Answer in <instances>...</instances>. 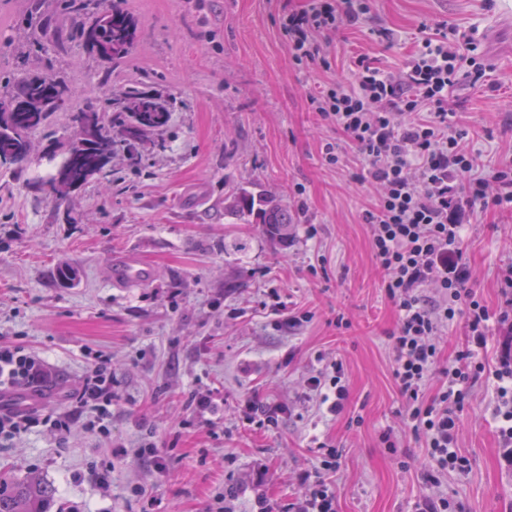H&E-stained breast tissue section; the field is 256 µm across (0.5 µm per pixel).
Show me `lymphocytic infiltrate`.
I'll return each mask as SVG.
<instances>
[{"label": "lymphocytic infiltrate", "instance_id": "f902f5d3", "mask_svg": "<svg viewBox=\"0 0 512 512\" xmlns=\"http://www.w3.org/2000/svg\"><path fill=\"white\" fill-rule=\"evenodd\" d=\"M360 0H320L288 15L282 29L297 63L329 68L322 37L338 17L359 22ZM421 47L395 74L357 56L350 85L317 86L309 100L361 155L364 180L383 187L364 210L373 256L383 271V288L398 312L390 335L393 379L402 398L405 427L428 448L425 480L436 487L467 464L458 447L461 415L484 372L497 382L493 416L502 459L512 469V266L500 275L502 303L489 309L469 286L463 231L477 210L512 211V162L480 172L466 130L452 119L448 95L472 42L458 27L421 24ZM464 319L467 340L449 364H442L438 338L445 326ZM504 330L499 361L487 370L477 351L487 344L490 325ZM341 360L328 361L309 379L312 392L330 413L344 408ZM442 383L426 389L433 375ZM40 359L20 346H0V391L42 383ZM112 366L100 360L84 378L77 403L96 413L92 425L108 434L112 415ZM302 489L292 512H337L336 490L319 471L298 475Z\"/></svg>", "mask_w": 512, "mask_h": 512}]
</instances>
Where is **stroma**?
Wrapping results in <instances>:
<instances>
[{"label":"stroma","instance_id":"obj_1","mask_svg":"<svg viewBox=\"0 0 512 512\" xmlns=\"http://www.w3.org/2000/svg\"><path fill=\"white\" fill-rule=\"evenodd\" d=\"M311 2L126 0L138 40L109 80L76 36L65 0H0V85L27 72L63 76L72 91L36 135L38 150L66 141L70 107L104 104L120 83L141 81L177 101L168 149L145 156L136 172L114 160L112 175L76 191L75 223L24 186L50 170L46 156L0 170V343L33 352L51 373L33 410L74 414L67 433L40 422L0 441V475L50 485L48 512H208L229 490L233 512L263 504L289 512L297 475L319 466L325 446L338 453L335 469L322 473L338 512H413L429 493L425 444L398 415L388 357L398 316L362 222L378 190L353 167L325 163L326 143L344 137L317 116L309 94L328 81L351 83L361 54L401 68L423 20L470 27L488 77L450 99L481 168L512 160V0H365L360 23L328 35L326 71L297 64L282 30L288 13ZM376 27L391 29L394 41L373 35ZM228 181L260 185L288 205V243L225 215ZM464 248L471 288L496 308L498 275L512 262V214L478 212ZM118 258L150 265L152 280L112 286ZM63 263L76 268L73 283L59 281ZM322 354L344 364L348 394L337 415L308 387ZM103 358L112 361L106 437L88 427L94 410L75 407ZM212 391L224 406L208 428L192 397ZM253 397L280 413L248 422L244 403ZM495 401L493 383L479 380L459 430L470 467L438 489L464 512H512ZM389 430L398 434L394 451L381 442ZM150 441L165 470L143 454ZM105 469L103 488L94 473Z\"/></svg>","mask_w":512,"mask_h":512}]
</instances>
